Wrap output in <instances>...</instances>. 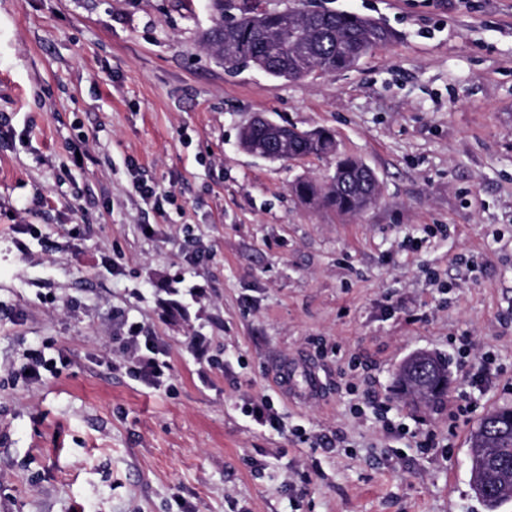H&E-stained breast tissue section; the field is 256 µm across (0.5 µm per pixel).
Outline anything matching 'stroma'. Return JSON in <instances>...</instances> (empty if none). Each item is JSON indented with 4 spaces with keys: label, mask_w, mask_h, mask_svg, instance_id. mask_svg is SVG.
Segmentation results:
<instances>
[{
    "label": "stroma",
    "mask_w": 512,
    "mask_h": 512,
    "mask_svg": "<svg viewBox=\"0 0 512 512\" xmlns=\"http://www.w3.org/2000/svg\"><path fill=\"white\" fill-rule=\"evenodd\" d=\"M329 5L392 41L282 82L224 71L208 0H0V512H484L468 437L512 405V0ZM258 112L331 130L376 202L298 199L335 160L246 153ZM116 310L157 337L159 389L122 367ZM467 340L495 356L480 389ZM30 349L56 374L16 378ZM419 350L474 406L456 432L392 388ZM287 359L319 367L322 397L280 393ZM265 395L281 430L245 415ZM426 430L440 447H417Z\"/></svg>",
    "instance_id": "obj_1"
}]
</instances>
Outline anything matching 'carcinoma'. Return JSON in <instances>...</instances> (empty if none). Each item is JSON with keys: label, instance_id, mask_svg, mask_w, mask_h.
Instances as JSON below:
<instances>
[{"label": "carcinoma", "instance_id": "1", "mask_svg": "<svg viewBox=\"0 0 512 512\" xmlns=\"http://www.w3.org/2000/svg\"><path fill=\"white\" fill-rule=\"evenodd\" d=\"M210 8L215 21L203 38L216 62L229 71L252 66L283 82L316 70L332 73L353 68L393 37L391 29L381 22L347 11L324 9L321 14L304 19L295 10L260 11L254 0H210ZM265 135L264 124L246 125L240 132V146L252 149L265 141ZM280 135L283 147L265 153L270 161L336 155V139L326 129L299 131L282 125ZM291 191L305 202L343 215H356L368 207L360 196L339 189L333 182L318 184L298 179ZM394 384L401 398L414 407L438 408L448 396L446 390L417 389L402 365L395 372ZM509 414L512 415V406L507 404L483 417L468 448L471 488L485 512H498L512 500V436L503 438L495 449L502 468L494 479L487 477L483 456L475 444L485 423Z\"/></svg>", "mask_w": 512, "mask_h": 512}]
</instances>
